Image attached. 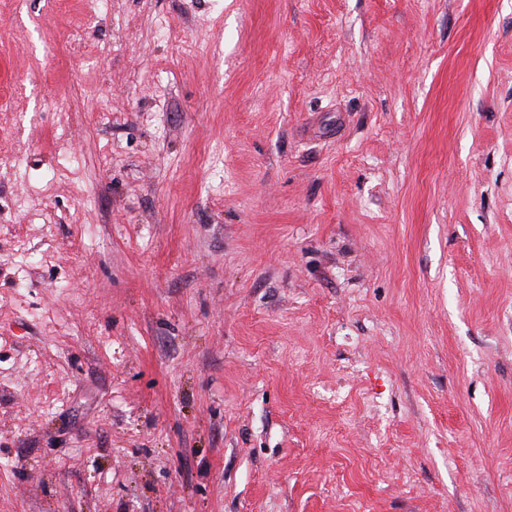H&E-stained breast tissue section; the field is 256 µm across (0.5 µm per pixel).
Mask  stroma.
I'll use <instances>...</instances> for the list:
<instances>
[{
  "label": "stroma",
  "mask_w": 512,
  "mask_h": 512,
  "mask_svg": "<svg viewBox=\"0 0 512 512\" xmlns=\"http://www.w3.org/2000/svg\"><path fill=\"white\" fill-rule=\"evenodd\" d=\"M0 512H512V0H6Z\"/></svg>",
  "instance_id": "1"
}]
</instances>
